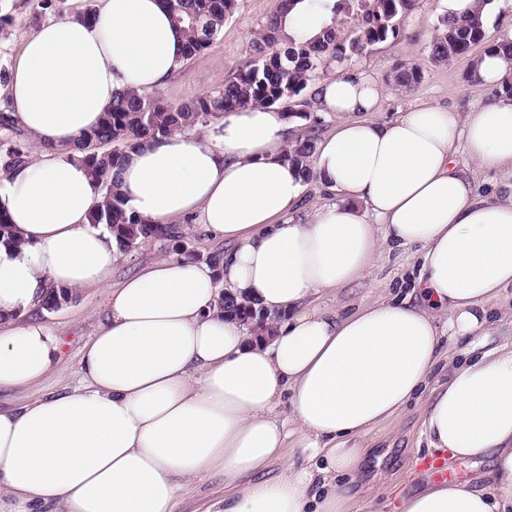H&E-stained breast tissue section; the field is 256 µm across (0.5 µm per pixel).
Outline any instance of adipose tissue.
<instances>
[{"instance_id": "adipose-tissue-1", "label": "adipose tissue", "mask_w": 512, "mask_h": 512, "mask_svg": "<svg viewBox=\"0 0 512 512\" xmlns=\"http://www.w3.org/2000/svg\"><path fill=\"white\" fill-rule=\"evenodd\" d=\"M334 4L297 0L282 39L321 36ZM184 42L162 0H102L96 20L50 21L25 39L4 89L32 150L0 169V210L19 238L0 244V390L41 381L56 362L59 340L30 317L49 288L101 289L105 312L82 386L0 410V512H174L197 476L221 480L222 512H351L366 437L412 403L431 452L486 458L491 472L479 485L428 482L398 512H505L512 100L464 114L421 102L376 120L385 85L343 71L315 87L338 121L307 175L286 156L298 124L275 106L142 142L118 170L126 210L203 225L229 249L219 275L173 255L116 284V241L89 221L102 187L77 141L113 99L165 84ZM461 150L470 165L456 162ZM311 179L333 199L301 218ZM395 246L419 249L409 293L348 314L312 309ZM224 290L272 316L269 339L219 313ZM291 439L313 466L287 460ZM275 458L280 473L263 477Z\"/></svg>"}]
</instances>
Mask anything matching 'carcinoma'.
I'll return each mask as SVG.
<instances>
[{
    "label": "carcinoma",
    "mask_w": 512,
    "mask_h": 512,
    "mask_svg": "<svg viewBox=\"0 0 512 512\" xmlns=\"http://www.w3.org/2000/svg\"><path fill=\"white\" fill-rule=\"evenodd\" d=\"M172 20L186 37L184 59L206 49L223 27L224 19L235 8V0H163ZM294 0H280L279 8L267 21L263 33L251 44L250 65L224 87L178 105H168L147 94L132 91L116 98L104 112L101 125L80 139L83 162L101 180L104 196L90 212V223L104 225L126 254L153 240H167L177 249L182 232L174 224H151L130 214L124 207L123 193L112 169L121 165L127 152L142 141L171 133L188 132L209 117L248 106H275L306 92L316 73L331 63H342L355 52L403 35L404 20L417 7V0H336L334 14L357 13L361 22L357 35L344 37L334 22L321 38L312 41L281 42L280 21L291 11ZM486 29L480 12L456 19H444L428 43V59L434 65L450 63L471 54L486 42ZM419 66H401L394 76L406 90L421 80ZM309 121L305 135L288 146L286 156L301 171L310 173L309 160L315 148L318 119ZM26 162L22 147L8 136L0 138V168L9 170ZM74 299L67 289L50 291L40 309H49Z\"/></svg>",
    "instance_id": "cac0c4a2"
}]
</instances>
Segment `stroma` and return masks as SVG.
Listing matches in <instances>:
<instances>
[{"label": "stroma", "mask_w": 512, "mask_h": 512, "mask_svg": "<svg viewBox=\"0 0 512 512\" xmlns=\"http://www.w3.org/2000/svg\"><path fill=\"white\" fill-rule=\"evenodd\" d=\"M279 0H237L235 9L224 21L222 30L210 46L184 61L165 85L153 88L152 96L177 105L206 95L234 77L250 61V44L267 18L276 12ZM100 0H51L42 7L40 0H0V74L10 72L18 61L24 40L48 21L61 20L85 9H100ZM444 13L441 0H418V7L405 20L402 37L388 40L373 49L353 54L343 69L366 71L383 84H391L397 67L418 65L421 82L411 90H396L381 101L377 116L396 117L420 101H430L467 112L476 102L493 101L494 90L479 87L469 79L470 58L448 65L429 62L427 45ZM417 249L385 251L377 256L364 276L336 293L319 296L314 305L320 309H355L359 304L408 286L415 271ZM105 299L94 289L78 292L71 303L41 319L51 325L63 341L57 367L46 379L33 385L0 393V408L20 407L41 396L82 382L80 361L85 344L95 335L102 319ZM371 452L366 461L364 485H351L354 503L370 502L371 512H396L403 496L423 481L417 458L427 448L420 435L417 406H409L399 417L376 427L367 437ZM224 498V487L215 480L195 479L176 507V512H216Z\"/></svg>", "instance_id": "1"}]
</instances>
